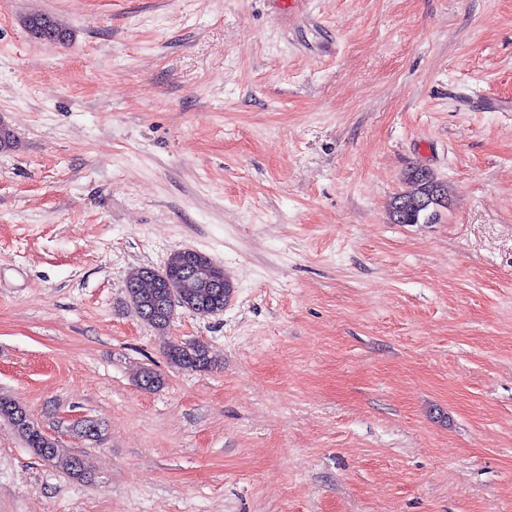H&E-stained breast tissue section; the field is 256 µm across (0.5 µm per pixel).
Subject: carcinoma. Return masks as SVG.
<instances>
[{
    "label": "carcinoma",
    "mask_w": 512,
    "mask_h": 512,
    "mask_svg": "<svg viewBox=\"0 0 512 512\" xmlns=\"http://www.w3.org/2000/svg\"><path fill=\"white\" fill-rule=\"evenodd\" d=\"M31 35L49 43H66L72 32L63 23L47 14H35L23 20ZM408 189L393 197L389 204V218L393 224L429 223L439 216V208L445 207L448 190L427 168L414 166L405 178ZM201 268L200 278L187 282L183 270L187 266ZM145 269L131 271L125 283L130 306L136 313L159 311L167 306L169 296L177 297V306L201 316L224 311L234 288L224 274V268L207 255L192 249H180L170 254L161 273L165 278L154 283L144 279ZM217 281L219 288L208 283ZM169 363L180 369L202 370L213 363L207 346L200 341L171 343L165 348ZM0 418L7 420L26 446L41 459L52 462V448L56 443L46 436L29 417L26 409L16 400L0 396Z\"/></svg>",
    "instance_id": "cac0c4a2"
}]
</instances>
